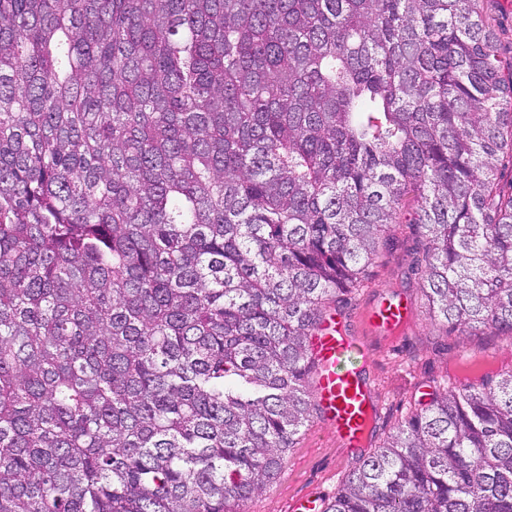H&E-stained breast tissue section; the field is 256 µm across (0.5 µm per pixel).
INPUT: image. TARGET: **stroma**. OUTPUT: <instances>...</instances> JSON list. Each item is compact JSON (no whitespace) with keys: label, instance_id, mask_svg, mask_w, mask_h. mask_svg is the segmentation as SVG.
I'll return each mask as SVG.
<instances>
[{"label":"stroma","instance_id":"1","mask_svg":"<svg viewBox=\"0 0 512 512\" xmlns=\"http://www.w3.org/2000/svg\"><path fill=\"white\" fill-rule=\"evenodd\" d=\"M417 241L414 225H393L389 245L369 266L364 286L343 296L341 312L348 328L372 356L369 370L377 402L372 444L376 447L425 393L447 382L448 365L459 354L512 357V337L460 336L431 318L421 279L411 269ZM399 296L411 304L414 316L411 325L391 343L367 331L364 315L373 304ZM358 464L356 454L337 443L320 413L312 412L280 473L247 502L245 512H290L291 503L309 493L332 499Z\"/></svg>","mask_w":512,"mask_h":512}]
</instances>
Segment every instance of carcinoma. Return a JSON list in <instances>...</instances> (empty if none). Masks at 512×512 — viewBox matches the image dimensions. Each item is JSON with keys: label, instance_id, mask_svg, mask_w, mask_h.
I'll return each instance as SVG.
<instances>
[{"label": "carcinoma", "instance_id": "carcinoma-1", "mask_svg": "<svg viewBox=\"0 0 512 512\" xmlns=\"http://www.w3.org/2000/svg\"><path fill=\"white\" fill-rule=\"evenodd\" d=\"M484 0H0V512H244L407 198L422 291L512 336V57ZM324 512H512V368Z\"/></svg>", "mask_w": 512, "mask_h": 512}]
</instances>
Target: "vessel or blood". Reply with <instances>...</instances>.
<instances>
[{"label": "vessel or blood", "instance_id": "obj_1", "mask_svg": "<svg viewBox=\"0 0 512 512\" xmlns=\"http://www.w3.org/2000/svg\"><path fill=\"white\" fill-rule=\"evenodd\" d=\"M413 309L404 299L381 302L366 315L367 326L386 336L411 323ZM317 361L313 396L337 441L356 451L367 448L374 427V388L367 374L369 355L336 314H329L312 338Z\"/></svg>", "mask_w": 512, "mask_h": 512}]
</instances>
